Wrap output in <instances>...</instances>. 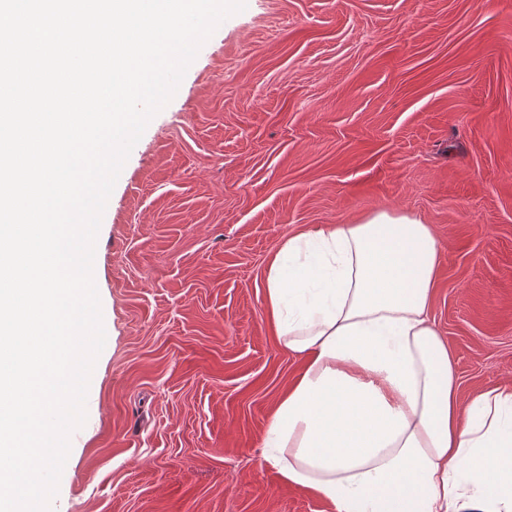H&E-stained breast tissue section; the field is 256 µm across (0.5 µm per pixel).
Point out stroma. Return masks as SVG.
I'll use <instances>...</instances> for the list:
<instances>
[{"label":"stroma","mask_w":512,"mask_h":512,"mask_svg":"<svg viewBox=\"0 0 512 512\" xmlns=\"http://www.w3.org/2000/svg\"><path fill=\"white\" fill-rule=\"evenodd\" d=\"M385 212L433 227L461 399L512 385V0H247L132 149L93 269L106 343L52 512H329L262 461L302 364L265 269Z\"/></svg>","instance_id":"1"}]
</instances>
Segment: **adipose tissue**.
Listing matches in <instances>:
<instances>
[{
  "mask_svg": "<svg viewBox=\"0 0 512 512\" xmlns=\"http://www.w3.org/2000/svg\"><path fill=\"white\" fill-rule=\"evenodd\" d=\"M431 225L382 212L288 237L265 307L302 370L264 461L330 512H512V386L460 401L431 318Z\"/></svg>",
  "mask_w": 512,
  "mask_h": 512,
  "instance_id": "adipose-tissue-1",
  "label": "adipose tissue"
}]
</instances>
